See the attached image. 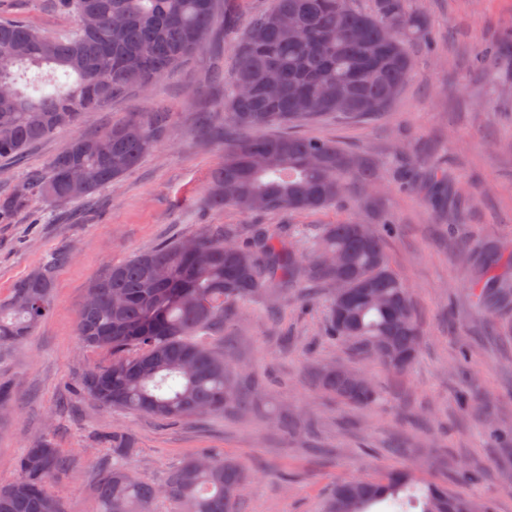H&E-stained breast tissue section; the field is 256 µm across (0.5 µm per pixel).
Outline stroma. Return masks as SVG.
<instances>
[{
  "label": "stroma",
  "instance_id": "stroma-1",
  "mask_svg": "<svg viewBox=\"0 0 512 512\" xmlns=\"http://www.w3.org/2000/svg\"><path fill=\"white\" fill-rule=\"evenodd\" d=\"M271 0H237V22L220 41L196 53L152 90L86 113L80 130L96 133L121 116L161 104L171 128L154 153L112 186L59 206L32 200L12 223L0 224V295L48 253L69 248L72 259L56 273L51 309L22 344L0 350V383L12 391L0 411V481L16 476L18 457L49 439L73 459L69 474L47 488L65 512H96L97 486L110 456L105 438L130 433L137 453L130 463L141 480L161 484L190 454L203 450L237 458L248 469L238 512H323L331 486L391 469L449 491L493 501L512 512V475L493 474L469 484L461 470L497 458L488 447V422L512 428V332L480 335L486 318L469 288L468 253L489 238L512 242V0H406L424 13L431 41L409 40L412 68L393 105L376 115L328 116L273 127V134L336 141L370 158L377 171L371 194L352 190L317 213L245 214L213 208L206 199L211 169L224 155L212 137L224 123L212 88L214 72L232 77L235 44ZM0 16L54 34L73 24L56 0H0ZM499 53L488 77L475 76L474 56L489 44ZM66 132L30 147L21 162L0 163V197L42 176L49 158L69 141ZM443 169L461 202L457 212L436 209L424 187H406L400 169ZM380 202L366 206L367 198ZM390 219L385 241L392 268L410 292L422 331L415 363L397 373L355 357L326 336L325 293L291 288L260 295L225 324L216 344L235 372L264 385L244 414L202 415L166 422L103 407L81 396L84 374L102 360L77 337L80 309L93 278L113 264L156 245L226 230L247 237L256 224L371 226ZM469 348L467 370L459 368ZM338 363L368 374L382 398L374 408L336 400L315 383L314 370ZM474 394L460 406L463 391ZM304 425L283 435L280 414Z\"/></svg>",
  "mask_w": 512,
  "mask_h": 512
}]
</instances>
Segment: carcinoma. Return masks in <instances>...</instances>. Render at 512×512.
<instances>
[{
	"mask_svg": "<svg viewBox=\"0 0 512 512\" xmlns=\"http://www.w3.org/2000/svg\"><path fill=\"white\" fill-rule=\"evenodd\" d=\"M230 0H57L76 26L46 34L28 23L0 21V161L19 158L32 145L62 131L73 135L48 163L45 177L0 198V223L23 213L33 197L51 205L83 200L109 186L152 153L170 130V113L155 107L112 122L102 131L78 132L87 112L151 89L165 73L213 46L228 24ZM295 19L298 32L280 28ZM429 33L425 15L404 0H375L371 12L336 0H274L255 17L236 48L232 89L221 93L231 127L224 158L212 170L207 199L214 208L244 213H314L343 197L354 183L370 188L376 175L369 159L335 142L252 134L271 125L328 114L359 116L385 111L395 100L412 61L406 39ZM280 91H263L271 70ZM437 204L451 199L446 177L428 178ZM353 299L341 315L331 300L327 328L338 341L352 340L378 364L402 372L414 362L421 331L409 292L391 268L380 230L356 222L326 224L299 240L279 227H255L241 243L227 235L174 241L108 267L91 281L77 336L82 346L107 355L83 377L80 391L101 405L176 422L253 406L261 383L236 380L224 353L214 348L224 321L258 294L307 284L333 287L334 253ZM72 251L61 248L0 297V349L16 346L48 315L55 272ZM472 292L485 315L512 303V247L496 241L469 254ZM319 387L343 402L370 407L375 389H361L346 373L318 368ZM112 464L98 489V512H153L167 501L177 512H236L247 479L234 458L187 456L156 486L128 467L133 437L114 430L105 438ZM71 458L50 440L29 446L17 476L0 483V512H64L47 489L66 474ZM419 512H469L473 500L436 483H416L405 470L371 479L337 482L325 512H368L380 502L400 501Z\"/></svg>",
	"mask_w": 512,
	"mask_h": 512,
	"instance_id": "1",
	"label": "carcinoma"
}]
</instances>
